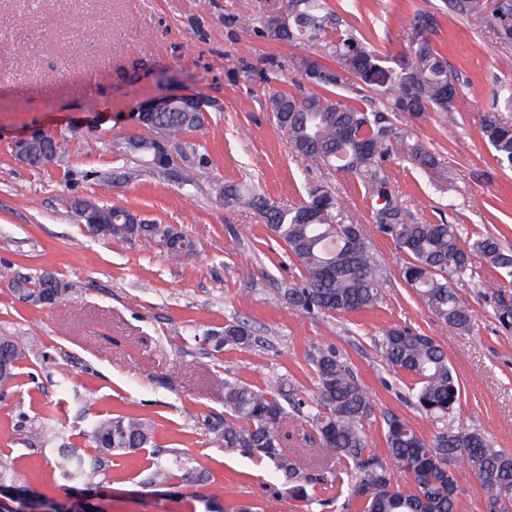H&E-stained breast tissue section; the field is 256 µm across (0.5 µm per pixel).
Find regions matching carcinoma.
<instances>
[{
  "instance_id": "obj_1",
  "label": "carcinoma",
  "mask_w": 512,
  "mask_h": 512,
  "mask_svg": "<svg viewBox=\"0 0 512 512\" xmlns=\"http://www.w3.org/2000/svg\"><path fill=\"white\" fill-rule=\"evenodd\" d=\"M342 11L327 0H288V13H269L258 20L256 32L266 40L320 47L294 58L292 68L319 88L316 93L276 92L268 109L288 137L305 169H325L351 175L369 199L378 231L390 236L409 261L400 270L405 284L443 323L468 331L473 314L458 294L456 283L473 275L472 259L479 256L497 272L512 277V249L487 233L471 241L457 224L447 221L409 224L407 210L389 176L387 162L395 145L406 150L416 172L428 174L439 158L419 141L410 139L399 117L417 118L427 112L445 115L457 111L463 82L448 67L447 58L431 43L436 15L416 12L405 28L409 50L384 55L356 34ZM498 38L512 43V0H499L488 19ZM495 104L484 116L481 135L494 151L497 164L512 170V84L494 92ZM205 113L187 112L179 104L168 112L152 114L143 127L172 138L198 132ZM54 136L32 147L27 164L43 168L57 157ZM154 138L126 140L123 154H134L149 166L155 163ZM204 155L196 145L176 151L172 168L182 185L194 184L196 167ZM306 198L295 206L281 205L248 183H224V206L254 212L262 218L275 242L283 244L299 274L283 288L276 301L313 316L348 315L371 309L383 299L387 272L373 251L363 225L347 215L328 185L308 182ZM75 215L94 204L112 217L107 237L115 241L143 238L167 245V255L178 260L195 251L194 239L182 229L138 219L120 206L92 199L68 200ZM0 279L9 282L18 299L46 305L48 292L61 303L75 285L51 272L36 277L21 274L6 263ZM495 316L512 331V300L498 298ZM188 338L208 341L215 351L231 346L247 350L255 337L243 322L224 330ZM382 357L394 370L414 379L406 402L431 418L444 421L461 406V389L443 348L431 337L410 328H392L380 340ZM29 349L14 336H0V387L13 383ZM307 361L314 375L312 394L301 396L283 375L256 385L227 377L216 382L224 415L204 421L212 442L227 454H239L268 465V498L264 512H281L287 502L335 512H457L460 487L457 465L477 479L485 512H512V453L495 448L482 433L465 427H441L423 436L401 415L383 416L386 452L368 450L364 421L375 412L366 387L353 375L332 345L310 346ZM307 427L310 461L303 466L288 451V423ZM92 456L74 448L57 450V467L71 483L69 494H86L99 488L102 461L107 456L155 447L153 424L137 415H118L90 422L83 433ZM402 468L410 484L394 482L392 466ZM15 458L0 453V486H13ZM189 485L210 484V474L192 467L174 452L170 458L152 457L143 485L159 495L175 487L174 480ZM331 489L334 497L320 499L315 490ZM213 494L205 500L206 512H253V506L224 500Z\"/></svg>"
}]
</instances>
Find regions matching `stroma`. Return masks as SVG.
<instances>
[{"instance_id": "obj_1", "label": "stroma", "mask_w": 512, "mask_h": 512, "mask_svg": "<svg viewBox=\"0 0 512 512\" xmlns=\"http://www.w3.org/2000/svg\"><path fill=\"white\" fill-rule=\"evenodd\" d=\"M496 0H479L466 16L442 12V0H366L351 18L378 50L407 51L402 36L413 13H435L436 47L467 85L456 112L413 121V137L442 158L434 175L416 174L403 160L389 171L413 220L438 222L445 200L449 219L465 235L493 232L512 248V172L501 170L481 136L495 88L512 83V45L488 24ZM284 0H0V264L37 275L54 271L75 284L64 304L34 306L0 280V336L33 350L13 387L0 389V452L15 457L20 482L39 496L65 500L66 479L55 458L60 446L86 448L94 419L135 412L156 425L160 449L189 454L211 475L209 485L173 496L142 483L148 451L106 460L101 512H205L204 497L239 498L256 506L267 495L263 463L225 454L204 430L223 413L215 378L228 374L262 384L287 375L295 389L312 391L306 361L316 343L335 345L372 395L377 413L366 421L372 451L384 452L382 412L403 414L424 436L438 423L408 407L412 377L391 370L376 346L383 333L408 326L447 351L462 386L451 427L489 437L512 453V334L503 333L493 306L498 291L512 295V278L476 263L458 283L474 320L463 332L439 321L405 285L407 262L393 241L374 231L363 188L352 177L322 170L315 177L335 189L349 214L372 233L388 269L384 301L349 315L312 317L277 303L289 280L282 251L270 250L263 220L225 208V181L253 182L271 199L293 204L303 196L305 170L267 107L276 91H296L302 78L288 69L302 46L274 43L233 23L283 10ZM165 93L200 95L208 122L187 135L209 163L193 186L173 174L117 155L111 144L148 136L132 117L137 105ZM34 128L59 141L56 161L43 170L20 162L17 137ZM90 198L187 231L198 252L178 260L141 240L90 235L67 207ZM239 320L258 339L248 350L213 351L185 341ZM59 434H37L50 417Z\"/></svg>"}]
</instances>
